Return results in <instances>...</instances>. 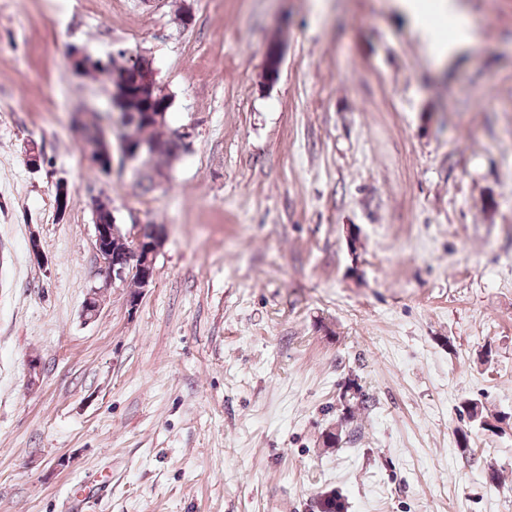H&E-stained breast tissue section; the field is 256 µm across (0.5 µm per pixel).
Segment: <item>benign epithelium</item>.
Wrapping results in <instances>:
<instances>
[{
  "label": "benign epithelium",
  "mask_w": 512,
  "mask_h": 512,
  "mask_svg": "<svg viewBox=\"0 0 512 512\" xmlns=\"http://www.w3.org/2000/svg\"><path fill=\"white\" fill-rule=\"evenodd\" d=\"M71 69L79 76L84 75L86 62L92 60L105 64L106 59L94 56L84 47L71 45L67 51ZM129 133L127 120L123 119L116 99H111L108 112V123L104 126V143L84 144L83 157L94 169L107 173L112 170V145H117L122 163L133 164L143 161L156 163L159 160V149L153 145L136 144L127 138ZM98 199L90 202L92 212L96 250L103 273L106 278L114 281L135 277L141 281L142 288H147L154 278L155 259L161 250L165 233L156 232L152 237L145 236L144 225H134L135 232L126 237V245L120 252L112 251L109 242L123 236L117 224H101L98 220Z\"/></svg>",
  "instance_id": "7a95c632"
}]
</instances>
